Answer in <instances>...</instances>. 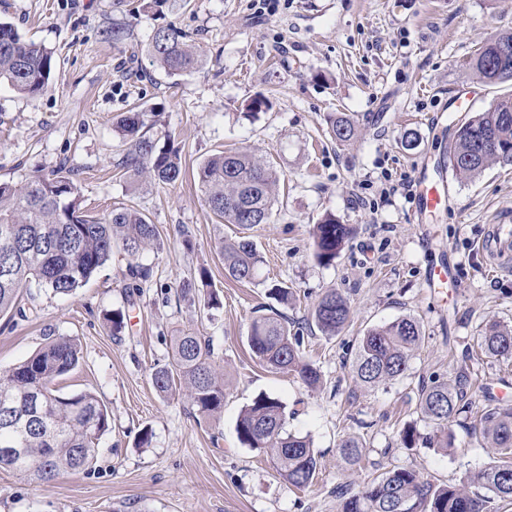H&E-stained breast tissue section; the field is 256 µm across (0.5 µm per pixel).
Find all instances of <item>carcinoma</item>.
Segmentation results:
<instances>
[{
	"instance_id": "carcinoma-1",
	"label": "carcinoma",
	"mask_w": 512,
	"mask_h": 512,
	"mask_svg": "<svg viewBox=\"0 0 512 512\" xmlns=\"http://www.w3.org/2000/svg\"><path fill=\"white\" fill-rule=\"evenodd\" d=\"M148 51L157 67L170 77L204 64L201 47L185 41L172 25L155 30ZM471 67L486 84L512 82V33L491 38L476 54ZM54 71L51 50L24 40L12 26L0 23V82L26 94L48 90ZM331 136L347 142L356 135L345 114L327 116ZM147 113L130 112L119 120L118 133L126 145L116 167L131 185H174L183 175L181 157L171 144L148 135ZM512 155V96L496 100L483 111L456 123L448 145V165L455 177L468 180ZM198 187L210 211L229 224H266L277 202L279 174L247 150L221 151L198 167ZM352 231L331 216L314 225L315 255L330 262L341 252ZM158 230L147 217L128 205H115L102 216L80 206L74 181L60 173L35 176L17 183H0V316L18 308L31 286L59 297L71 296L112 259L114 250L128 258L130 277L145 279L149 270L138 259L157 241ZM224 270L234 280L259 281L263 257L244 237L220 246ZM187 284L184 298L204 297L211 309L219 296ZM351 317L350 306L334 289L326 291L312 311L319 331L338 335ZM422 342L419 322L403 316L370 328L362 336L351 362L361 386L375 388L405 376L409 361ZM248 345L266 367L296 373L309 387L320 385L321 371L303 360L301 340L287 318L269 307L255 310ZM488 354L512 357V327L490 321L480 336ZM210 341L193 331L174 337L170 360L154 369L156 392H181L204 417L218 419L224 409V374L213 364ZM80 347L71 337L58 336L28 358L0 373V470L51 481L62 472L89 471L102 436L109 430L108 408L91 392L63 394L56 382L78 365ZM38 409L30 408L31 399ZM422 414L436 425L429 443L443 451L452 448L448 422L465 412L462 381L434 380L421 389ZM480 433L489 444L492 462L455 485H441L407 468H392L359 490L336 486L338 512H484L493 499L512 501V407L497 405L484 411ZM242 444L272 458L276 471L290 485L305 489L317 470V452L308 435L286 429L284 404L266 394L255 397L237 420ZM19 448L22 454L8 452ZM362 444L343 441L340 454L349 466L359 464Z\"/></svg>"
}]
</instances>
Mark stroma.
<instances>
[{"label":"stroma","mask_w":512,"mask_h":512,"mask_svg":"<svg viewBox=\"0 0 512 512\" xmlns=\"http://www.w3.org/2000/svg\"><path fill=\"white\" fill-rule=\"evenodd\" d=\"M0 22L56 59L46 92L0 84V182L60 170L86 211L103 215L125 203L159 231L139 258L148 279H132L117 252L73 296L33 288L21 311L0 317V371L52 338L71 337L81 358L60 381L62 393L92 392L111 414L92 470L50 482L0 471V512H336V486L361 488L377 471L411 468L449 485L489 463L474 426L496 391L512 405V359L478 352L476 342L488 321L512 326V272L490 267L479 245L488 225L512 221V164L461 182L448 166V144L459 119L512 95L511 82L485 84L469 65L484 42L512 31V0H279L270 14L259 0H177L160 13L135 14L120 0H0ZM167 24L205 51L202 67L171 78L153 65L148 44ZM116 27L124 30L118 41ZM260 95L270 108L249 111ZM132 110L155 113L156 132L170 135L182 157V182L135 190L116 170L117 122ZM331 112L354 120V138L329 135ZM236 148L282 175L268 223H224L201 200L199 163ZM425 156L438 163L433 176L448 185L450 202L420 224L416 195L382 190L416 183ZM328 213L354 233L327 265L314 254L313 226ZM243 236L263 256L267 284L225 273L220 244ZM445 258L456 278L437 296L425 273ZM203 273L219 309L177 294ZM271 283L290 292L281 311L304 337V360L322 372L319 388L266 368L248 346L254 309L274 303ZM332 288L348 299L352 318L329 338L311 313ZM117 310L127 316L121 336L105 320ZM404 315L419 321L423 336L405 377L360 387L351 372L360 338ZM183 329L211 340L227 375L220 420L152 385ZM462 375L470 410L449 423L454 446L444 454L426 442L435 428L418 392ZM262 393L283 402L288 431L313 439L318 473L307 489L292 487L238 439L241 409ZM411 426L421 438L408 448L403 432ZM351 437L364 445L352 468L338 450Z\"/></svg>","instance_id":"35a3bbf8"}]
</instances>
